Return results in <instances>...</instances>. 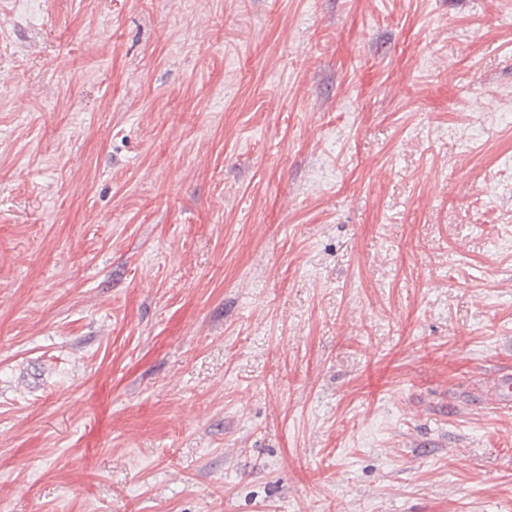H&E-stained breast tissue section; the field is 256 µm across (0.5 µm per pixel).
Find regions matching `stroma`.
I'll list each match as a JSON object with an SVG mask.
<instances>
[{
  "mask_svg": "<svg viewBox=\"0 0 512 512\" xmlns=\"http://www.w3.org/2000/svg\"><path fill=\"white\" fill-rule=\"evenodd\" d=\"M512 0H0V512H512ZM495 402L503 408L512 406V373H498L492 389Z\"/></svg>",
  "mask_w": 512,
  "mask_h": 512,
  "instance_id": "35a3bbf8",
  "label": "stroma"
}]
</instances>
